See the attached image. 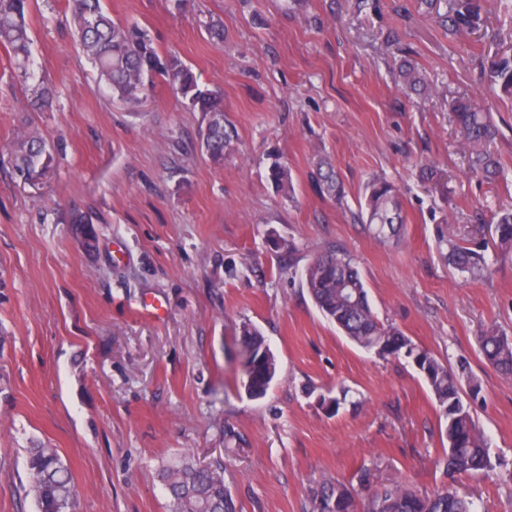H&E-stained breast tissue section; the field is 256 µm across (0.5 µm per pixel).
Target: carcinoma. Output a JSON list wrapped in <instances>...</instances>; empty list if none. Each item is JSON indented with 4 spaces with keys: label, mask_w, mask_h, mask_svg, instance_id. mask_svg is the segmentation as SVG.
I'll list each match as a JSON object with an SVG mask.
<instances>
[{
    "label": "carcinoma",
    "mask_w": 512,
    "mask_h": 512,
    "mask_svg": "<svg viewBox=\"0 0 512 512\" xmlns=\"http://www.w3.org/2000/svg\"><path fill=\"white\" fill-rule=\"evenodd\" d=\"M451 2L453 26L467 28L479 20L477 0ZM28 5L29 0H0V44L11 48L24 72L30 57ZM68 6L72 34L112 95L136 103L152 89L156 79H162L187 109L205 113L201 152L214 163L223 162L235 130L224 122L222 93L200 87L191 68L177 57L160 55L143 28L114 21L103 9L102 0H68ZM400 73L408 88H425L424 78L411 63H403ZM485 77L489 85L512 98V54L492 59ZM448 109L471 173L495 180L500 168L493 150L498 129L490 113L468 96L451 98ZM15 154L17 170L30 179L41 174L48 163L46 143L36 136H22L16 142ZM269 179L280 191L289 186L288 170L277 159L269 167ZM316 181L320 194L342 200L343 188L333 167L317 168ZM359 208L366 215L364 229L375 240L386 242L399 235L402 208L393 184L384 179L368 181ZM492 224L500 246H512V205L496 209ZM448 260L458 271L473 277L490 271L486 258L467 247L453 249ZM301 277L322 315L348 339L383 359L408 358L423 375L445 422L446 474L452 478L460 473L492 471L488 443L473 410L481 385L468 363L460 359L453 366L445 364L398 328L381 323L356 261L345 250L336 248L314 256ZM265 345L267 341L259 329L243 325L238 350L246 377L242 387L254 399L266 395L276 374V365L270 366L261 358ZM479 345L493 368L512 375V337L490 329L480 336ZM28 470L36 512H76L78 492L68 465L56 449L45 445L29 449ZM159 477L170 496V512H236L233 496L224 483L221 459L201 464L184 457L160 469ZM340 503L345 504L344 512H353L357 504L361 512H474L473 502L451 486L422 495L405 482L373 488L365 477L352 490L340 484H321L314 494L313 512H336L334 506Z\"/></svg>",
    "instance_id": "cac0c4a2"
}]
</instances>
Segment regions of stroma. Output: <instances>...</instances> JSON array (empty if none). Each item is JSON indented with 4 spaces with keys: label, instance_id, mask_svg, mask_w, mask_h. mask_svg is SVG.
<instances>
[{
    "label": "stroma",
    "instance_id": "obj_1",
    "mask_svg": "<svg viewBox=\"0 0 512 512\" xmlns=\"http://www.w3.org/2000/svg\"><path fill=\"white\" fill-rule=\"evenodd\" d=\"M480 3L461 37L448 0H104L222 92L238 137L215 165L199 150L203 113L160 79L141 103L116 100L71 35L67 0H30L34 78L0 46V512H35L27 450L40 442L68 463L77 512H168L158 473L181 455L223 457L238 512H310L318 484H356L364 468L376 484L441 489L447 440L422 374L351 342L301 282L331 246L356 258L381 322L442 362L467 359L495 470L454 486L475 512H512V378L479 347L489 327L512 336V249L488 219L512 203V100L481 81L512 51V29L500 30L497 0ZM406 61L430 93L402 92ZM41 84L55 94L46 111L31 105ZM455 96L494 116L496 182L468 172ZM26 133L50 153L33 180L11 154ZM274 155L291 194L268 178ZM322 158L342 202L314 190ZM376 176L400 189L405 223L389 243L353 219ZM74 212L92 244L72 234ZM456 245L484 249L491 274L455 270ZM154 298L162 316L145 309ZM245 324L277 362L257 400L241 386ZM339 395L329 412L322 397Z\"/></svg>",
    "mask_w": 512,
    "mask_h": 512
}]
</instances>
